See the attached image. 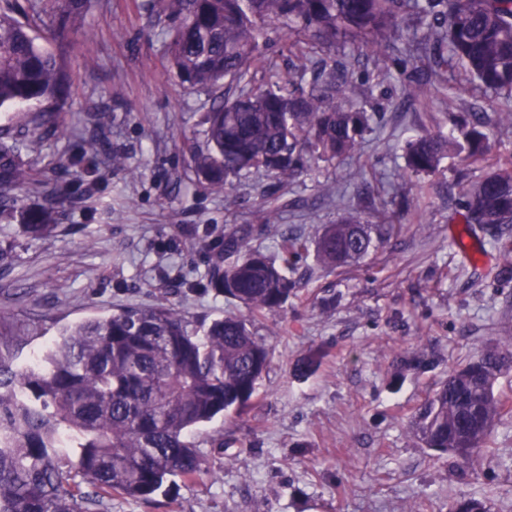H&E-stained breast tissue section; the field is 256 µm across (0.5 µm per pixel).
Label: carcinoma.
Wrapping results in <instances>:
<instances>
[{
	"label": "carcinoma",
	"instance_id": "1",
	"mask_svg": "<svg viewBox=\"0 0 512 512\" xmlns=\"http://www.w3.org/2000/svg\"><path fill=\"white\" fill-rule=\"evenodd\" d=\"M15 2L0 0V108L45 103L30 122L53 124L70 87L64 48L91 0H35L27 13ZM144 8L182 19L170 40L171 67L181 84L215 93L205 148L192 163L216 189L254 170L279 188L312 161L359 151L372 114L337 62L310 68L324 42L379 56L401 41L453 63L505 99L497 124L512 131V0H147ZM44 14L52 17L57 51L28 33L31 19ZM271 25L288 36L294 61L274 84L256 90L255 66ZM226 80L239 87L233 98L220 92ZM400 86L410 104L431 94L426 79L403 76ZM491 122L486 112H470L455 136L421 131L405 143L402 179L432 173L449 156L486 159ZM28 148L0 129V208L16 207L8 190L34 181L19 162ZM19 220L28 232L47 235L55 211L21 207ZM459 220L493 228L497 238L512 235L511 155L463 188ZM397 232L395 224L349 214L324 228L315 251L338 266L365 258ZM305 250V241L284 237L278 264L229 235L214 247L209 286L253 316L273 314L291 292L288 261ZM226 256L234 260L226 264ZM29 342L0 330V512H106L114 497L149 501L171 477L199 479L210 472L201 428L240 415L273 357L243 316L194 325L164 301L84 319L17 361ZM510 361L511 348L490 347L451 369L410 421L423 446L480 464L503 410L494 383Z\"/></svg>",
	"mask_w": 512,
	"mask_h": 512
}]
</instances>
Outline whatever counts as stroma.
Listing matches in <instances>:
<instances>
[{"mask_svg": "<svg viewBox=\"0 0 512 512\" xmlns=\"http://www.w3.org/2000/svg\"><path fill=\"white\" fill-rule=\"evenodd\" d=\"M180 20L151 17L142 0H94L67 55L73 84L53 126L33 128L28 109H0V127L32 141L22 162L37 179L19 191L24 206L55 199L52 234L35 238L17 215H0V323L32 338L38 350L68 324L165 296L194 322L233 311L206 290L214 245L248 229V249L279 258L282 230L313 238L353 211L370 219L385 207L400 233L364 260L338 268L308 252L291 259L294 283L284 306L254 319L273 361L244 412L225 420V453L201 450L209 476L178 483L155 502L113 499L108 512H449L476 499L488 512H512V370L495 390L507 412L494 450L461 470L416 441L409 418L448 369L491 346L512 345V278L496 270L500 253L456 222L461 189L512 154V134L489 128V160L445 159L421 176L424 199L397 177L403 146L422 128L447 134L454 118L494 112L492 93L418 54L387 51L356 58L334 46L319 57L346 64L381 110L359 153L316 162L275 190L264 172L212 189L192 167L204 146L207 89H185L168 63ZM421 70L426 101L401 109L396 73ZM98 151H84L86 139ZM121 153L123 166L109 162ZM333 179L342 203L322 198ZM284 211L263 223L260 206ZM319 353L299 377L294 364ZM432 359L405 370L407 355Z\"/></svg>", "mask_w": 512, "mask_h": 512, "instance_id": "1", "label": "stroma"}]
</instances>
